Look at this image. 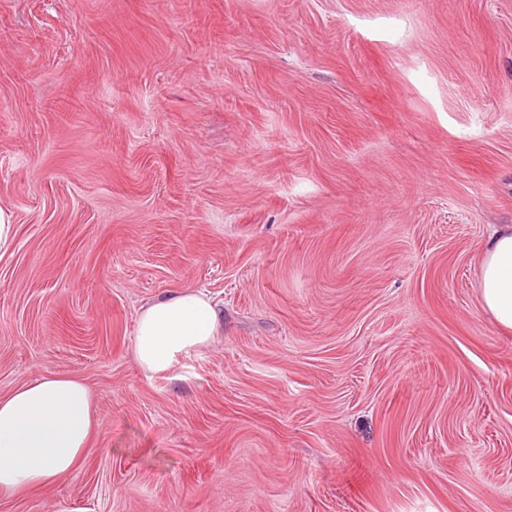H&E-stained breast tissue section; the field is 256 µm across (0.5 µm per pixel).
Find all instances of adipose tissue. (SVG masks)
I'll use <instances>...</instances> for the list:
<instances>
[{
  "label": "adipose tissue",
  "instance_id": "obj_1",
  "mask_svg": "<svg viewBox=\"0 0 512 512\" xmlns=\"http://www.w3.org/2000/svg\"><path fill=\"white\" fill-rule=\"evenodd\" d=\"M484 308L512 330V225L496 227L480 259ZM215 303L177 289L142 307L132 358L147 375L211 346L220 334ZM96 427L94 397L79 378L46 373L0 397V492L22 494L75 476Z\"/></svg>",
  "mask_w": 512,
  "mask_h": 512
}]
</instances>
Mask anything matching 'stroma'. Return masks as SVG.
Here are the masks:
<instances>
[{
    "label": "stroma",
    "mask_w": 512,
    "mask_h": 512,
    "mask_svg": "<svg viewBox=\"0 0 512 512\" xmlns=\"http://www.w3.org/2000/svg\"><path fill=\"white\" fill-rule=\"evenodd\" d=\"M0 396L92 389L0 512H512V0H0ZM220 340L147 375L146 302ZM478 289L484 308L512 330V225L496 227L482 252ZM219 325L216 305L204 291L168 292L142 307L132 358L144 374L170 372L180 357L211 346L220 336Z\"/></svg>",
    "instance_id": "1"
}]
</instances>
